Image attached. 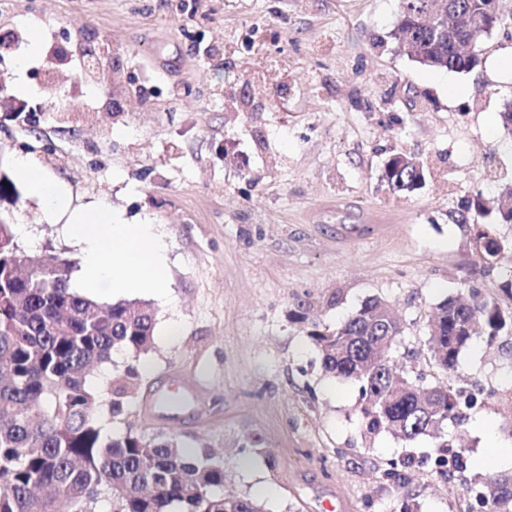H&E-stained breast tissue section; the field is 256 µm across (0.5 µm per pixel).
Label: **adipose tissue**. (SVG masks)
<instances>
[{
  "mask_svg": "<svg viewBox=\"0 0 512 512\" xmlns=\"http://www.w3.org/2000/svg\"><path fill=\"white\" fill-rule=\"evenodd\" d=\"M17 177L51 219L63 222L82 245L86 289L158 291L164 286L165 249L154 224H127L106 206L74 205L66 189L30 159L17 157Z\"/></svg>",
  "mask_w": 512,
  "mask_h": 512,
  "instance_id": "adipose-tissue-1",
  "label": "adipose tissue"
}]
</instances>
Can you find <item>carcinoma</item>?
Segmentation results:
<instances>
[{"mask_svg": "<svg viewBox=\"0 0 512 512\" xmlns=\"http://www.w3.org/2000/svg\"><path fill=\"white\" fill-rule=\"evenodd\" d=\"M436 0H400L392 35L398 49L431 69L469 71L475 61L458 54L448 33L422 28L417 15ZM423 166L398 154L382 181L411 193ZM20 193L0 176V204ZM11 247L0 251V512H97L107 493L111 512H263L246 496H225L224 463L205 448H184L170 435L145 436L132 427L106 435L91 420L96 397L88 376L124 348L137 356L154 343L153 312L136 301L100 303L70 286L73 261L47 254L28 272L15 267ZM404 332L386 300L373 297L337 329L310 333L330 376L355 383L369 434L388 431L401 440L441 439L439 450L459 472L466 449L442 439L443 426L461 419L458 357L474 338L492 345L512 335V315L478 290L439 303L428 319V344L448 385L426 387L420 373L393 367V346ZM128 369L115 381L111 415L123 414ZM486 512H512V472L474 479Z\"/></svg>", "mask_w": 512, "mask_h": 512, "instance_id": "1", "label": "carcinoma"}]
</instances>
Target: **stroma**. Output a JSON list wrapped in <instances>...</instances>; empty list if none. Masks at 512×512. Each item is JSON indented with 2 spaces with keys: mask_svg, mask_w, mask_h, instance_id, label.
I'll return each mask as SVG.
<instances>
[{
  "mask_svg": "<svg viewBox=\"0 0 512 512\" xmlns=\"http://www.w3.org/2000/svg\"><path fill=\"white\" fill-rule=\"evenodd\" d=\"M14 2L0 13V80L12 96L23 79L33 113L0 115V172L29 157L75 204L160 225L167 247L164 295L141 296L156 314L153 348L114 349L89 378L103 432L130 423L211 449L224 493L265 512H468L474 494L444 477L437 439L366 434L357 386L324 374L309 333L383 298L405 326L398 361L444 386L427 343L432 308L467 286L512 311V224L471 207L512 185V134L499 120L512 76L487 61L512 48V0L467 72L398 52L399 0ZM42 15L53 29L36 30ZM91 43L109 81L85 85L86 119H61L50 100L77 83L68 60ZM396 153L423 165L418 190L381 181ZM13 216L26 256L80 260L29 193ZM480 230L505 245L489 263ZM301 308L308 322L294 319ZM130 367L136 387L116 420L112 381ZM458 374L484 393L444 435L483 461L495 454L484 425L512 445V336L474 339ZM166 389L187 399L177 416L155 402ZM392 460L401 481L386 475Z\"/></svg>",
  "mask_w": 512,
  "mask_h": 512,
  "instance_id": "1",
  "label": "stroma"
}]
</instances>
